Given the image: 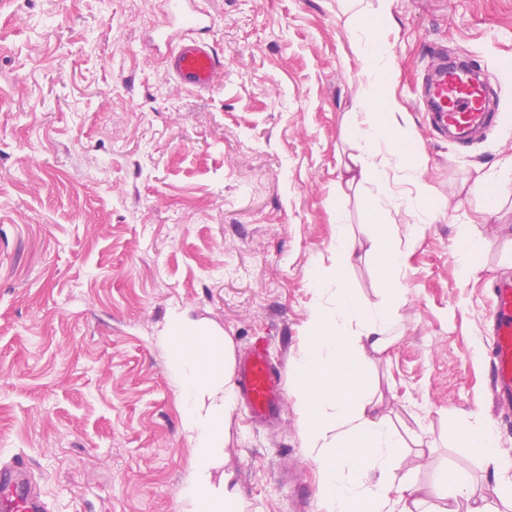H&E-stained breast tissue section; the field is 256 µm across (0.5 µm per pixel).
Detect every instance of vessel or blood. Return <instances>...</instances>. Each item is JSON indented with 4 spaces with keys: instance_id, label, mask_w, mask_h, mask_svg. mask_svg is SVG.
I'll return each mask as SVG.
<instances>
[{
    "instance_id": "b4317fda",
    "label": "vessel or blood",
    "mask_w": 512,
    "mask_h": 512,
    "mask_svg": "<svg viewBox=\"0 0 512 512\" xmlns=\"http://www.w3.org/2000/svg\"><path fill=\"white\" fill-rule=\"evenodd\" d=\"M207 0H167L168 9L149 42L163 46L167 72L183 88L206 92L223 79L224 59L213 45L199 39L216 17ZM423 102L438 130L457 139L472 136L496 120L492 91L467 70L440 58L429 72ZM494 380L491 398L496 409L512 411V279L496 284L489 311ZM239 392L252 421L279 423L284 400V370L270 354L266 338H255L238 368ZM0 512H48L28 463L16 459L0 465Z\"/></svg>"
}]
</instances>
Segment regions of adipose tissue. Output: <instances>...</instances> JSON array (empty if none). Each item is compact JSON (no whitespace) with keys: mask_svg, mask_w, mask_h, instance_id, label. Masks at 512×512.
Listing matches in <instances>:
<instances>
[{"mask_svg":"<svg viewBox=\"0 0 512 512\" xmlns=\"http://www.w3.org/2000/svg\"><path fill=\"white\" fill-rule=\"evenodd\" d=\"M354 49L365 83L362 111L349 113L348 130L360 148L340 162L341 178L347 185H360L385 178L388 167H397L414 188L412 204L437 212L423 178L427 161L400 134L404 109L383 90L390 67L380 30L369 29L355 39ZM365 206L374 216L366 241L336 232L334 262L317 276L320 301L311 311L305 347L293 368L303 446L319 471L325 512H496L490 505L471 503L465 480L445 470L428 485L408 480L394 487L386 481L407 453L372 387L370 368L393 343L389 327L394 306L406 291L401 277L405 254L390 225L377 221L376 201L366 200ZM365 254L372 256L389 292L388 300L375 307L364 306L346 281L347 270ZM165 337L174 347L172 370L184 401L183 426L196 448L180 493V512H241L236 494L218 493L212 485V470L224 446V422L235 401L233 345L225 343L223 352L215 353L205 328L182 314L172 317ZM458 438L494 477L512 472V463L496 451L491 424L463 423Z\"/></svg>","mask_w":512,"mask_h":512,"instance_id":"ef3b65f1","label":"adipose tissue"}]
</instances>
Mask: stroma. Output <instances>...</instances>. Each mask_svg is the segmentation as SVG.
<instances>
[{"mask_svg":"<svg viewBox=\"0 0 512 512\" xmlns=\"http://www.w3.org/2000/svg\"><path fill=\"white\" fill-rule=\"evenodd\" d=\"M206 38L224 80L180 88L151 56L164 0H0V462L31 464L49 512H178L194 444L182 424L172 353L159 340L172 310L235 355L257 336L293 366L330 265L336 220L364 240L367 197L416 234L395 342L372 368L408 454L394 478L468 476L502 508L495 482L454 429L485 419L512 458V418L489 391L492 286L512 277V0H211ZM382 27L387 93L427 159L436 218L397 213V173L351 188L340 157L357 142L362 63L352 40ZM481 68L499 125L466 144L441 137L420 106L436 55ZM503 186L493 212L475 180ZM481 238L462 273L458 232ZM366 306L386 298L371 257L348 274ZM294 378L281 422L262 427L234 403L214 485L243 512H323L301 446Z\"/></svg>","mask_w":512,"mask_h":512,"instance_id":"35a3bbf8","label":"stroma"}]
</instances>
